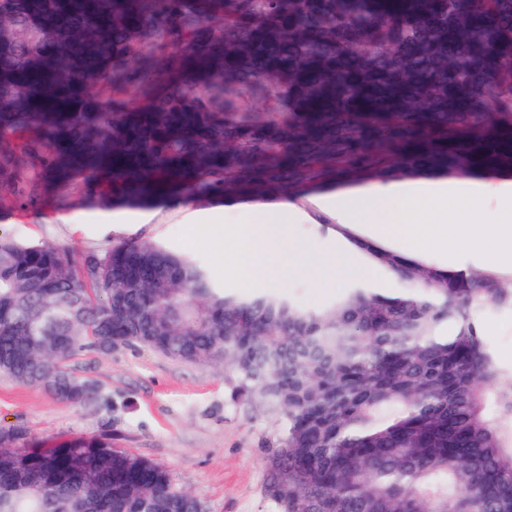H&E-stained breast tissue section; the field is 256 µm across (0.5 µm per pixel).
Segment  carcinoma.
Wrapping results in <instances>:
<instances>
[{
	"mask_svg": "<svg viewBox=\"0 0 512 512\" xmlns=\"http://www.w3.org/2000/svg\"><path fill=\"white\" fill-rule=\"evenodd\" d=\"M2 18L23 37L0 35L1 206L36 210L78 172L89 202L142 207L171 189L512 169V0H0ZM99 83L112 92L86 93ZM271 85L288 111L240 108L239 87ZM336 231L402 288L308 307L228 293L152 241L80 262L0 236V374L84 404L64 363L87 349L222 363L282 421L266 483L280 512H512V387L476 318L512 308V282ZM13 450L0 512H206L106 434Z\"/></svg>",
	"mask_w": 512,
	"mask_h": 512,
	"instance_id": "1",
	"label": "carcinoma"
}]
</instances>
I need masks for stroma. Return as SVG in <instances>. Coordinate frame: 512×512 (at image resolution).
I'll use <instances>...</instances> for the list:
<instances>
[{
	"instance_id": "obj_1",
	"label": "stroma",
	"mask_w": 512,
	"mask_h": 512,
	"mask_svg": "<svg viewBox=\"0 0 512 512\" xmlns=\"http://www.w3.org/2000/svg\"><path fill=\"white\" fill-rule=\"evenodd\" d=\"M59 195L63 204L51 201L36 211L0 206V235L65 248L80 259L104 255L121 241L150 239L199 260L238 295L272 290L307 306L336 297V288L297 273L244 284L221 238L194 223L191 209L177 203L176 193L155 200L151 223L118 226L104 236L86 224L90 208L76 189L60 190ZM322 195L319 189L288 190L269 198L296 208L292 235L316 257L334 252L338 242L333 228L338 216L321 207ZM478 323L484 340L503 358L502 386L512 385V309L487 308ZM66 367L96 387V405L61 401L0 377V428L23 430L45 446L107 433L113 447L164 466L173 483L201 499L208 512H278L265 486L267 449L280 423L233 396L223 365L175 361L146 348L121 347L107 353L84 351Z\"/></svg>"
}]
</instances>
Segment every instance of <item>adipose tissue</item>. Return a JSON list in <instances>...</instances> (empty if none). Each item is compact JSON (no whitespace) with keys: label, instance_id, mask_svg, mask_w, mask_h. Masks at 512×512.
<instances>
[{"label":"adipose tissue","instance_id":"obj_1","mask_svg":"<svg viewBox=\"0 0 512 512\" xmlns=\"http://www.w3.org/2000/svg\"><path fill=\"white\" fill-rule=\"evenodd\" d=\"M323 204L335 210L342 223L367 225L373 239L396 241L406 253L466 251L487 265L512 268V180H385L326 197ZM196 217L199 224L221 227L223 241L237 259V271L246 279L258 273L281 276L295 268L331 286L351 277L376 276L374 266L356 264L343 244L334 254L306 259L304 250L286 237L287 213L281 209H265L259 224L225 223L223 210L213 208L198 211Z\"/></svg>","mask_w":512,"mask_h":512}]
</instances>
